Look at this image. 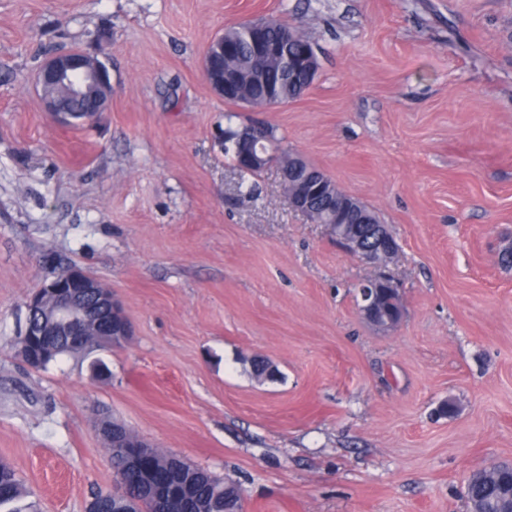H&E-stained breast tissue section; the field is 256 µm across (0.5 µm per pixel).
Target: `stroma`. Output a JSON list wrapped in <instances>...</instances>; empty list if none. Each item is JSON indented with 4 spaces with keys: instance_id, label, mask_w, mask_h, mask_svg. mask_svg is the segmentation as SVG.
Instances as JSON below:
<instances>
[{
    "instance_id": "obj_1",
    "label": "stroma",
    "mask_w": 512,
    "mask_h": 512,
    "mask_svg": "<svg viewBox=\"0 0 512 512\" xmlns=\"http://www.w3.org/2000/svg\"><path fill=\"white\" fill-rule=\"evenodd\" d=\"M301 27V97L224 102L216 35ZM98 55L107 112L44 111L45 55ZM272 126L393 232L404 313L371 325L374 268L237 169L224 130ZM512 0H0V461L38 512H86L115 474L100 427L235 483L245 512H467L512 463ZM76 266L132 326L30 368L28 296ZM276 369L253 374L254 360ZM481 477H485L479 487L471 488L465 495L469 512H474L475 504L478 502L483 508H489L492 498L500 493V476L507 471L503 465H493L488 468L478 470Z\"/></svg>"
}]
</instances>
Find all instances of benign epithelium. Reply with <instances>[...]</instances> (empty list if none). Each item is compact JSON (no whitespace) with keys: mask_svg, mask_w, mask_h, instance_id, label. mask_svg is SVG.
I'll return each mask as SVG.
<instances>
[{"mask_svg":"<svg viewBox=\"0 0 512 512\" xmlns=\"http://www.w3.org/2000/svg\"><path fill=\"white\" fill-rule=\"evenodd\" d=\"M202 71L218 97L230 92L235 78L212 66L208 56L202 60ZM50 82L73 85L77 102L86 100L84 89L89 85H98L106 93L104 100H91L90 112L70 110L47 94H41L45 111L63 126H74L94 118L106 111L112 101V82L107 68L96 56L80 50L53 53L43 61L37 72V85L42 89ZM232 140L247 141L251 145V150L239 158V169L244 171L267 167L279 153L273 141L262 136L253 124H244L234 130ZM321 190L322 183L306 180L286 196L288 205L308 216L314 197ZM328 230L339 244L372 267H384L395 249L396 241L391 230L384 224H373V220L359 210L357 199L349 194L337 201L336 223L328 225ZM359 296L360 312L373 325L388 330L400 322L403 305L397 285L391 278L384 277L376 283L362 285ZM27 309L20 338L44 337L35 349L23 350L29 361L53 358L59 352L58 343L54 340L56 336L66 341L72 353L90 349L97 341L87 331L92 312L99 315L105 335L112 337V344L124 343L131 336L130 323L114 294L96 278L75 267L44 282L29 297ZM112 452L128 457L133 466L149 475L157 471L158 451L141 440L131 443L119 440Z\"/></svg>","mask_w":512,"mask_h":512,"instance_id":"7a95c632","label":"benign epithelium"}]
</instances>
